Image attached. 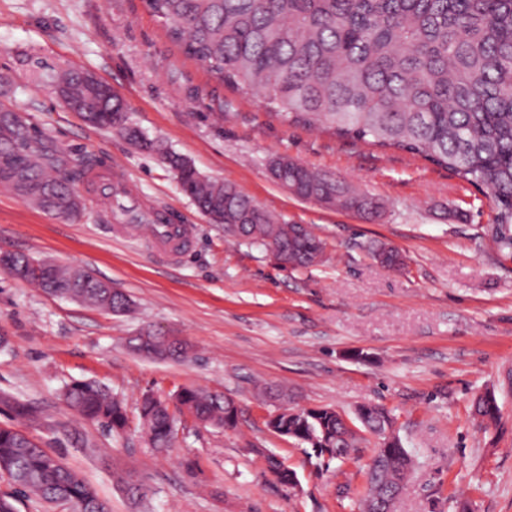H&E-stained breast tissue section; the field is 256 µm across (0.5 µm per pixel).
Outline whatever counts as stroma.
Wrapping results in <instances>:
<instances>
[{"label": "stroma", "instance_id": "stroma-1", "mask_svg": "<svg viewBox=\"0 0 512 512\" xmlns=\"http://www.w3.org/2000/svg\"><path fill=\"white\" fill-rule=\"evenodd\" d=\"M81 69L106 81L131 122L205 176L237 185L326 244L323 264L291 270L224 235L180 189L161 157L120 132L91 125L54 89ZM224 101L216 120L211 96ZM70 159L85 204L65 218L0 184V254L85 269L130 297L114 314L47 294L0 271V397L35 405L37 420L0 404V426L22 431L83 476L109 512H359L354 493L377 439L347 462H327L271 432L281 404L391 411L417 465L397 512H512V259L493 247L488 196L410 154L337 138L271 116L264 95L222 85L167 39L145 0H0V102ZM285 155L384 203L366 220L300 199L268 164ZM111 161L140 208L193 225L194 244L171 263L112 234L110 209L82 161ZM397 249L383 267L372 249ZM146 332L190 345L186 360L147 357L130 340ZM96 380L123 399L128 426L112 434L70 410L66 383ZM202 386L234 399L235 429L181 416L173 449L157 454L141 430L145 393L172 398ZM287 393V402L274 391ZM494 391L495 425L473 420L471 401ZM274 455L299 489L266 470ZM353 493L344 497L340 486Z\"/></svg>", "mask_w": 512, "mask_h": 512}]
</instances>
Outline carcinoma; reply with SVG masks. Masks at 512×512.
Masks as SVG:
<instances>
[{"label":"carcinoma","instance_id":"1","mask_svg":"<svg viewBox=\"0 0 512 512\" xmlns=\"http://www.w3.org/2000/svg\"><path fill=\"white\" fill-rule=\"evenodd\" d=\"M167 37L182 54L234 91L263 92L271 114L294 125L319 127L340 137L396 149L447 169L484 191L495 207L491 241L512 255V0H145ZM62 99L98 127L119 125L127 139L144 144L174 171L182 192L224 233L269 256L285 255V266L320 264L325 243L304 224H286L236 185L205 178L186 159L141 137L111 90L86 82L83 73L57 78ZM270 170L290 192L367 219L383 203L334 177L286 156ZM24 182L18 194L41 209L61 214L59 200L72 194L55 150L32 133L17 114L0 119V183ZM0 268L46 292L73 294L83 303L126 313L132 300L108 291L107 282L86 270H67L25 255L0 257ZM143 347L163 358L184 359L185 342L150 336ZM66 404L113 433L128 425L124 404L96 381L66 386ZM176 407L198 421L237 427L239 409L227 396L185 388ZM139 413L149 447L169 450L177 418L169 404L143 395ZM473 413L498 419L495 395L475 398ZM361 427L349 428L333 409L296 412L283 408L271 430L292 437L329 459L351 458L358 445L386 431L392 418L378 406L357 411ZM416 466L404 448L371 459L361 512L381 500H398ZM0 512H16L17 497L29 493L71 512H108L95 489L19 431L0 428Z\"/></svg>","mask_w":512,"mask_h":512}]
</instances>
